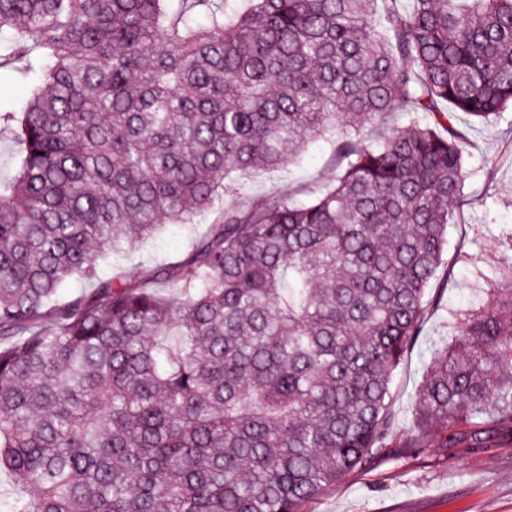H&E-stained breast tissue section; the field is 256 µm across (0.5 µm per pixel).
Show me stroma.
<instances>
[{
    "mask_svg": "<svg viewBox=\"0 0 512 512\" xmlns=\"http://www.w3.org/2000/svg\"><path fill=\"white\" fill-rule=\"evenodd\" d=\"M468 128L478 150L450 219L448 251L432 282L419 334L394 384L391 410L397 430L405 434L415 427L412 404L426 370L448 344L451 316L484 304L488 280L512 263V251L501 244L512 228V111ZM336 172L330 146L320 140L296 163L238 178L230 201L243 208L272 195L306 202L333 184ZM189 234L172 223L161 226L154 237L100 260L97 275L134 278L176 264L188 254ZM302 512H512V443L452 454L444 448H388L305 502Z\"/></svg>",
    "mask_w": 512,
    "mask_h": 512,
    "instance_id": "stroma-1",
    "label": "stroma"
}]
</instances>
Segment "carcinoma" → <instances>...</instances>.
Returning a JSON list of instances; mask_svg holds the SVG:
<instances>
[{
	"label": "carcinoma",
	"mask_w": 512,
	"mask_h": 512,
	"mask_svg": "<svg viewBox=\"0 0 512 512\" xmlns=\"http://www.w3.org/2000/svg\"><path fill=\"white\" fill-rule=\"evenodd\" d=\"M375 2L0 0V69L39 80L0 106V512H301L386 448L512 441L511 272L455 315L408 441L390 410L473 156L457 114L512 109V0ZM328 132L318 198L229 204L184 261L61 298Z\"/></svg>",
	"instance_id": "cac0c4a2"
}]
</instances>
